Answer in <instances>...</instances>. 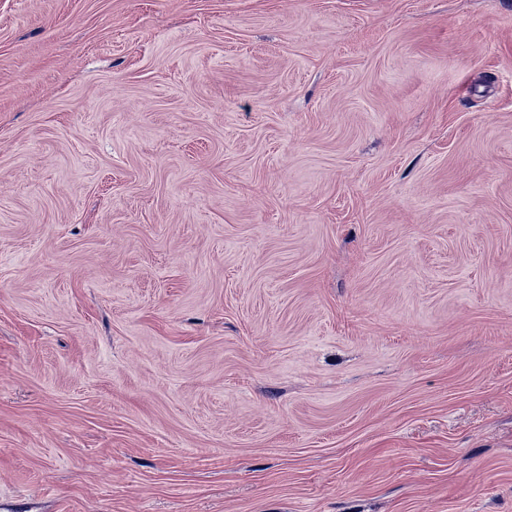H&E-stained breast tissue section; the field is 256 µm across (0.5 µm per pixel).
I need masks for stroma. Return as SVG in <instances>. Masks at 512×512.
I'll list each match as a JSON object with an SVG mask.
<instances>
[{
    "label": "stroma",
    "mask_w": 512,
    "mask_h": 512,
    "mask_svg": "<svg viewBox=\"0 0 512 512\" xmlns=\"http://www.w3.org/2000/svg\"><path fill=\"white\" fill-rule=\"evenodd\" d=\"M0 512H512V0H0Z\"/></svg>",
    "instance_id": "1"
}]
</instances>
